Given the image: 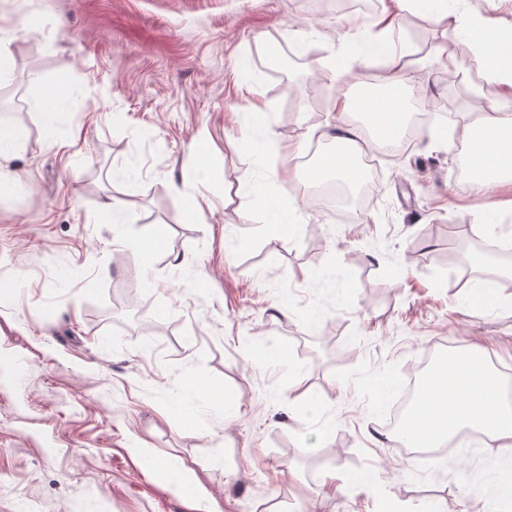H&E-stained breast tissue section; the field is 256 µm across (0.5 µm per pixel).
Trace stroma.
I'll use <instances>...</instances> for the list:
<instances>
[{
    "label": "stroma",
    "mask_w": 512,
    "mask_h": 512,
    "mask_svg": "<svg viewBox=\"0 0 512 512\" xmlns=\"http://www.w3.org/2000/svg\"><path fill=\"white\" fill-rule=\"evenodd\" d=\"M350 2L0 0L20 101L7 121L24 132L0 193V279L22 283L0 305V512H194L145 453L195 481L208 512H490L457 477L501 457L496 442L472 433L418 458L375 433L405 369L437 347L512 371V277L496 276L480 310L446 263L461 240H485L470 228L489 203L496 237H512V185L465 176L459 131L480 108L474 86H448V28L421 26L430 47L411 66L459 121L382 155L357 221L306 204L300 166L265 152L302 138L327 153L339 92L370 78L332 73L330 42L374 27L378 0ZM296 48L314 65L267 72ZM59 79L70 94L49 135L32 103ZM202 138L221 181L195 178ZM254 185L290 235L249 202ZM112 201L123 223L99 221ZM159 226L168 248L149 270L116 259L115 240ZM119 306L163 316L145 331L116 321ZM335 472L369 482L336 491Z\"/></svg>",
    "instance_id": "1"
}]
</instances>
